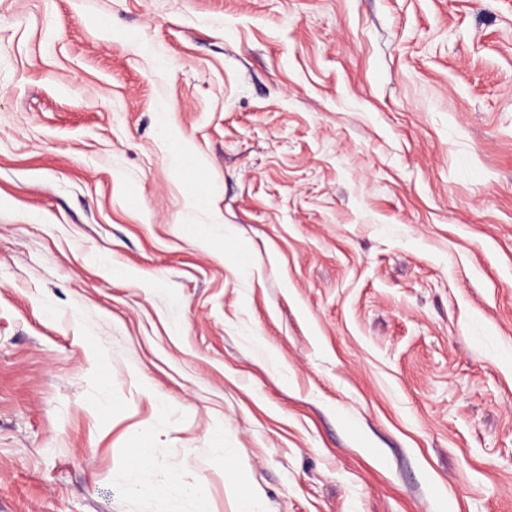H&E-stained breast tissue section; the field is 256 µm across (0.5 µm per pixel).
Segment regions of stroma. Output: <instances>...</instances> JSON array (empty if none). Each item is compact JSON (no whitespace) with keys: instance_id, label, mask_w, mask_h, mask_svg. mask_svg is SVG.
Masks as SVG:
<instances>
[{"instance_id":"1","label":"stroma","mask_w":512,"mask_h":512,"mask_svg":"<svg viewBox=\"0 0 512 512\" xmlns=\"http://www.w3.org/2000/svg\"><path fill=\"white\" fill-rule=\"evenodd\" d=\"M246 495L512 512V0H0V512Z\"/></svg>"}]
</instances>
